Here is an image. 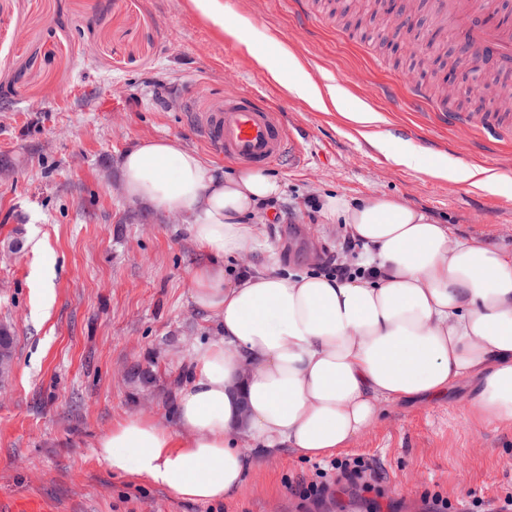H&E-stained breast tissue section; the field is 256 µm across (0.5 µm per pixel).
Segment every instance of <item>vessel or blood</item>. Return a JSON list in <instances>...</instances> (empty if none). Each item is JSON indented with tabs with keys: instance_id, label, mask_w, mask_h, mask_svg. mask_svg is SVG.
Listing matches in <instances>:
<instances>
[{
	"instance_id": "b4317fda",
	"label": "vessel or blood",
	"mask_w": 512,
	"mask_h": 512,
	"mask_svg": "<svg viewBox=\"0 0 512 512\" xmlns=\"http://www.w3.org/2000/svg\"><path fill=\"white\" fill-rule=\"evenodd\" d=\"M491 6L492 0H458L450 18L467 44L479 49L492 68L509 71L512 70V27L483 23L482 17ZM443 109L451 122L463 128L480 125L498 131L512 129V114L493 107L477 117L457 112L448 101ZM201 129L209 143L226 156L254 165L279 160L291 140L279 112L260 97L237 91L225 92L223 105L207 114Z\"/></svg>"
}]
</instances>
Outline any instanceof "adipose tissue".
<instances>
[{
	"instance_id": "1",
	"label": "adipose tissue",
	"mask_w": 512,
	"mask_h": 512,
	"mask_svg": "<svg viewBox=\"0 0 512 512\" xmlns=\"http://www.w3.org/2000/svg\"><path fill=\"white\" fill-rule=\"evenodd\" d=\"M259 63L313 107L348 95L341 86L321 94L303 69L287 79L273 60ZM120 171L130 200L189 218L208 257L193 273L192 299L224 334L194 349L174 427L131 414L98 439L95 453L113 473L221 501L245 484L253 455L340 452L390 404L433 400L463 381L468 422L512 427V254L454 238L397 198L335 195L322 211L363 244L358 272L284 276L269 256L230 278L225 258L258 249L250 217L283 182L206 161L176 138L132 147Z\"/></svg>"
}]
</instances>
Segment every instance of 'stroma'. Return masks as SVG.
Returning <instances> with one entry per match:
<instances>
[{
	"label": "stroma",
	"instance_id": "1",
	"mask_svg": "<svg viewBox=\"0 0 512 512\" xmlns=\"http://www.w3.org/2000/svg\"><path fill=\"white\" fill-rule=\"evenodd\" d=\"M246 20L248 42L228 38L190 0H0V322L16 336L12 378L0 387V512H431L432 497L490 499L512 492V428L477 429L463 417L468 383L434 400L402 401L345 457L372 469L363 482L330 479L320 502L298 491L316 463L281 448L256 456L246 483L202 504L112 473L95 448L116 419L136 414L173 426L177 389L194 347L223 327L191 298L206 260L186 216L128 199L120 181L132 145L176 137L223 161L200 129L233 89L262 96L300 144L268 165L284 184L262 211L261 241L278 273H320L342 252L344 225L313 214L325 196L386 194L512 251V141L490 149L409 103L416 76L443 96L438 56L460 54L462 33L434 0H223ZM427 54L408 50L423 31ZM302 65L318 86L337 83L384 130L419 151L396 165L338 111L312 109L260 66ZM445 155L505 176L488 192L429 176ZM153 370L144 390L131 369Z\"/></svg>",
	"mask_w": 512,
	"mask_h": 512
}]
</instances>
